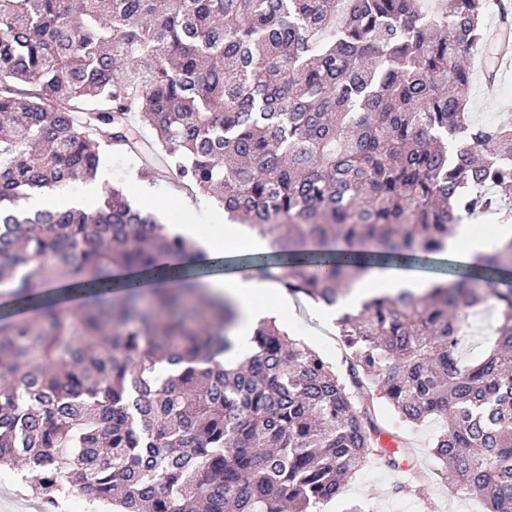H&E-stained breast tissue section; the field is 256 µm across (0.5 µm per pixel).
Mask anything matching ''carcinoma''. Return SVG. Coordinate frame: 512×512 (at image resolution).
Masks as SVG:
<instances>
[{"label": "carcinoma", "mask_w": 512, "mask_h": 512, "mask_svg": "<svg viewBox=\"0 0 512 512\" xmlns=\"http://www.w3.org/2000/svg\"><path fill=\"white\" fill-rule=\"evenodd\" d=\"M415 2L0 0V283L43 297L37 321L0 325V465L23 460L47 507L80 491L116 512H308L371 463L400 469L377 400L408 425L442 419L448 487L512 512L511 238L343 313L348 384L273 322L220 363L235 312L120 189L92 213L22 207L95 178L116 143L279 240L241 267L328 306L369 265L445 253L465 219H512V125L473 120L459 94L485 0ZM117 269L177 286L115 300ZM59 281L93 302L62 310L44 291ZM489 305L494 337L464 361L461 329Z\"/></svg>", "instance_id": "carcinoma-1"}]
</instances>
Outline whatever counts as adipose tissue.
Segmentation results:
<instances>
[{
    "instance_id": "obj_1",
    "label": "adipose tissue",
    "mask_w": 512,
    "mask_h": 512,
    "mask_svg": "<svg viewBox=\"0 0 512 512\" xmlns=\"http://www.w3.org/2000/svg\"><path fill=\"white\" fill-rule=\"evenodd\" d=\"M212 236H200L194 223L176 226L177 234L191 241L196 251L205 254L209 259L221 260L231 254V241L244 240V229L241 225L227 223L225 216H214ZM432 283L430 277L414 266L367 267L360 273L353 285L351 293L345 298L348 307L359 305L360 301L380 293L396 294L402 291L421 293ZM206 288L212 294L229 299L238 308L240 322L235 332V343L238 352L247 354L253 348L252 335L258 322L271 318V311L258 305L257 300L263 295L277 297L278 311L291 307L292 301L276 282L243 279L238 272H230L209 278Z\"/></svg>"
}]
</instances>
